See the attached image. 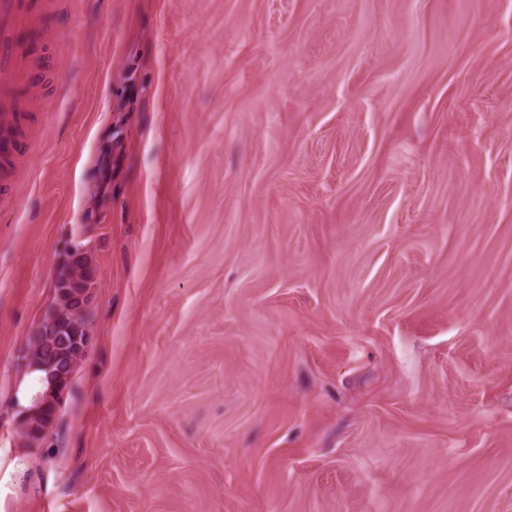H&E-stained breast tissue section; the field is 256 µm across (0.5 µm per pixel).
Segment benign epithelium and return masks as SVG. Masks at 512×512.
I'll return each instance as SVG.
<instances>
[{
	"label": "benign epithelium",
	"instance_id": "obj_1",
	"mask_svg": "<svg viewBox=\"0 0 512 512\" xmlns=\"http://www.w3.org/2000/svg\"><path fill=\"white\" fill-rule=\"evenodd\" d=\"M90 341L91 336L86 328L81 335L73 338V348L67 354L66 366L63 369L56 368L55 363L45 357L40 347L35 344L28 343L23 349L20 366L26 371L43 369L49 380L48 389L37 396L35 405L22 419V430L26 432L30 442L41 441L47 426L57 419L69 391L70 380Z\"/></svg>",
	"mask_w": 512,
	"mask_h": 512
}]
</instances>
